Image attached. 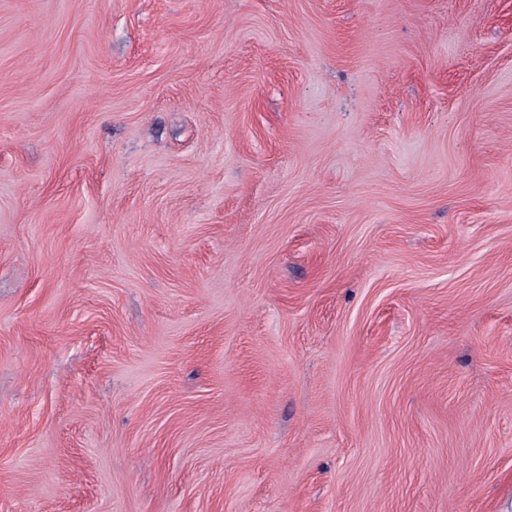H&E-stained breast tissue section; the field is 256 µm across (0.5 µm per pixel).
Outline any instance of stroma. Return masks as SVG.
Segmentation results:
<instances>
[{
	"mask_svg": "<svg viewBox=\"0 0 512 512\" xmlns=\"http://www.w3.org/2000/svg\"><path fill=\"white\" fill-rule=\"evenodd\" d=\"M0 512H512V0H0Z\"/></svg>",
	"mask_w": 512,
	"mask_h": 512,
	"instance_id": "35a3bbf8",
	"label": "stroma"
}]
</instances>
